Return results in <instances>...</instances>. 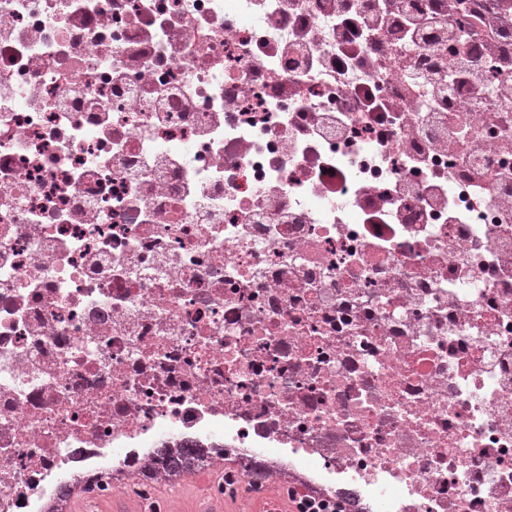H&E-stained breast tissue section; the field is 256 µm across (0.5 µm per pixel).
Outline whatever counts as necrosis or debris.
<instances>
[{
    "label": "necrosis or debris",
    "instance_id": "4bbe7bcc",
    "mask_svg": "<svg viewBox=\"0 0 512 512\" xmlns=\"http://www.w3.org/2000/svg\"><path fill=\"white\" fill-rule=\"evenodd\" d=\"M300 2L0 0V512L177 484L149 466L175 445L351 512H512V153L475 209L447 156L313 132L346 99L291 96L335 24ZM439 173L468 223L368 222Z\"/></svg>",
    "mask_w": 512,
    "mask_h": 512
}]
</instances>
